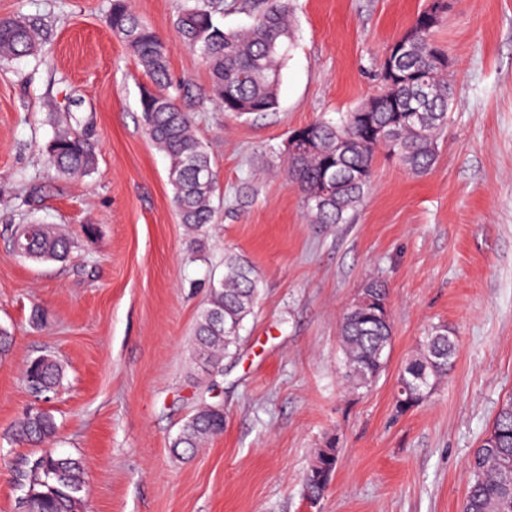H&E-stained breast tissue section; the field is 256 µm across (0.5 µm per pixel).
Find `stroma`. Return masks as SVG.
Here are the masks:
<instances>
[{
	"label": "stroma",
	"instance_id": "obj_1",
	"mask_svg": "<svg viewBox=\"0 0 512 512\" xmlns=\"http://www.w3.org/2000/svg\"><path fill=\"white\" fill-rule=\"evenodd\" d=\"M129 2L168 40L173 81L203 97L209 75L175 31L184 0ZM111 4L0 0V17L45 35L37 54L0 61V327L13 336L0 361V512H17L35 453L9 433L35 403L23 372L40 355L64 368L44 408L55 450L86 463L84 512H459L468 460L512 397V0H451L436 36L454 105L436 163L417 176L377 157L345 224L308 221L287 137L374 94L380 59L427 0H293L277 109L240 116L206 101L194 114L218 177L198 254L143 128L148 79L105 23ZM67 125L97 143L79 179L46 164ZM33 221L73 240L65 261L11 255ZM228 250L256 267L260 299L217 377L223 433L179 460L169 443L201 402L192 333ZM371 278L390 291L393 345L376 384L353 393L338 332ZM435 325L458 341L454 366L397 413L400 366ZM331 438L339 463L312 502L303 479Z\"/></svg>",
	"mask_w": 512,
	"mask_h": 512
}]
</instances>
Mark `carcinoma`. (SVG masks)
Here are the masks:
<instances>
[{"mask_svg":"<svg viewBox=\"0 0 512 512\" xmlns=\"http://www.w3.org/2000/svg\"><path fill=\"white\" fill-rule=\"evenodd\" d=\"M263 4L255 22L240 30L226 31L215 22L216 7L211 0H194L177 15L179 41L204 64L210 76V100L226 112L235 111L239 105L250 114L277 107L281 67L293 39L288 26L289 0H263ZM444 19L442 15L428 25L420 11L402 34L416 46L399 68L406 75L417 73L427 81V102L417 96L410 80L385 82L381 61L377 93L337 122L321 119L302 126L315 148L285 156L311 223L347 222L349 212L365 197L374 159L381 152L415 174L426 173L435 163L438 134L448 124L453 104L448 67L438 58L447 50L434 38ZM107 23L149 78L152 92L140 95L144 129L169 158L168 181L180 222L190 231H198L215 221L217 175L206 146L196 134L190 109L178 103L180 88L169 73V42L131 10L128 0H112ZM42 40L36 23L0 18L1 61L33 54ZM47 159L59 176L85 177L95 166L96 143L84 131L64 128L49 142ZM330 171L336 174L332 191L319 205L315 196L322 191ZM20 236L25 238L26 259L62 261L71 249L70 239L53 232L47 224H26ZM259 290L258 275L249 261L236 252H225L224 272L210 280L208 298L194 330V355L210 391L224 370V357L239 343L242 323L254 311ZM392 339L391 323L373 318V308L363 305L347 310L341 322L340 347L351 389L372 386L391 352ZM456 355V342L448 330L431 327L399 371L397 411L403 413L414 406L411 398L419 372H425L433 385L448 376ZM63 376L62 365L51 356L33 359L24 372L28 388L39 389L45 399L59 388ZM57 429L50 412L30 410L15 425L11 440L39 446L52 441ZM223 430L224 408L206 402L180 427L170 443L171 451L176 456L191 455ZM490 432L496 436V446H481L470 458V483L460 512H512L511 397L502 403ZM36 459L38 469L25 473L19 483L27 512H83L82 461L52 448L43 449ZM338 461L336 444L330 442L318 449L304 478L307 496H323L326 485L322 480L334 475Z\"/></svg>","mask_w":512,"mask_h":512,"instance_id":"obj_1","label":"carcinoma"}]
</instances>
